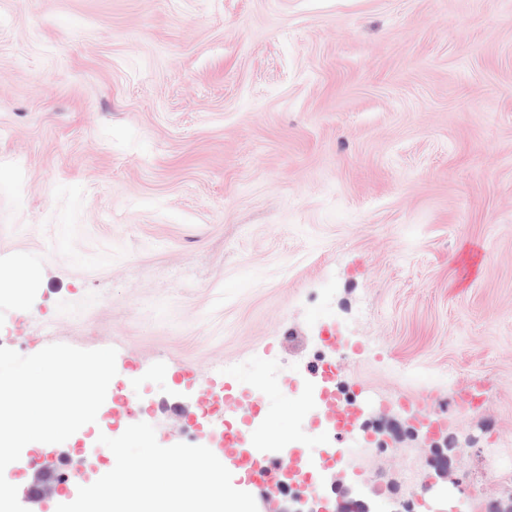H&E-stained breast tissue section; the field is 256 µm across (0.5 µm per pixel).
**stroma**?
Segmentation results:
<instances>
[{
    "instance_id": "1",
    "label": "stroma",
    "mask_w": 512,
    "mask_h": 512,
    "mask_svg": "<svg viewBox=\"0 0 512 512\" xmlns=\"http://www.w3.org/2000/svg\"><path fill=\"white\" fill-rule=\"evenodd\" d=\"M0 347L117 351L112 396L75 444L23 450L100 476L132 421L202 444L200 406L262 424L391 512H472L470 456L414 496L405 455L448 438L512 464V0H0ZM331 367L366 430L339 435L288 386ZM416 366L421 384L396 370ZM264 397L249 398L255 380ZM481 385L485 407L449 397ZM447 408L428 433L399 409ZM380 449L377 466L340 454Z\"/></svg>"
}]
</instances>
